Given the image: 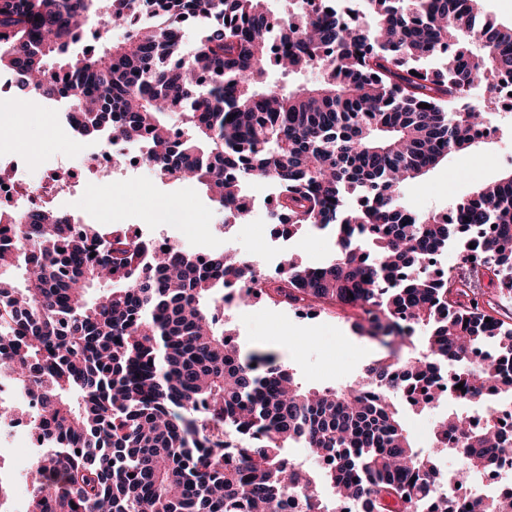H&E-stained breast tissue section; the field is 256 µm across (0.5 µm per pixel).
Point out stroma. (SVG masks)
Returning <instances> with one entry per match:
<instances>
[{
  "label": "stroma",
  "instance_id": "35a3bbf8",
  "mask_svg": "<svg viewBox=\"0 0 512 512\" xmlns=\"http://www.w3.org/2000/svg\"><path fill=\"white\" fill-rule=\"evenodd\" d=\"M15 128L26 135V143L12 137ZM92 148V143H79L38 97H28L14 109L0 112V152L26 158L33 178H40L45 168L60 161L78 166L80 155ZM511 156L512 126L505 128L501 139L452 153L427 175L408 180L402 189L403 202L422 213L445 211L449 204L470 197L476 187L499 179L512 167L507 163ZM248 194L255 201L249 220L228 229L223 214L199 184L174 182L134 164L108 185H73L62 196L61 207L81 223L105 230L135 225L143 235L168 237L174 247L199 254L217 252L229 244L268 273L282 267L290 256L319 264L334 255L335 237L328 230L306 227L281 241L277 225L266 214L273 203L267 183H251ZM152 204L164 206L167 215L162 223L150 219ZM224 323L241 350L275 354L307 388L355 383L366 366L385 353L377 342L336 316L324 313L315 319H300L291 308L266 301L235 305L225 311Z\"/></svg>",
  "mask_w": 512,
  "mask_h": 512
}]
</instances>
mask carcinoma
<instances>
[{
    "label": "carcinoma",
    "mask_w": 512,
    "mask_h": 512,
    "mask_svg": "<svg viewBox=\"0 0 512 512\" xmlns=\"http://www.w3.org/2000/svg\"><path fill=\"white\" fill-rule=\"evenodd\" d=\"M288 4L0 0V72L26 95L74 100L77 137L142 143V164L197 178L226 225L252 213L248 185L268 183L288 234L330 228L339 243L326 264L290 259L269 277L227 251L154 249L61 211L0 212V367L23 397L0 403V424L26 417L45 440L27 468L40 474L27 512H283L295 501L335 512L289 454L297 445L356 512H456L439 454L467 458L461 480L504 465L491 415L473 429L450 408L434 425L440 446L418 448L394 399L424 412L444 379L487 405L495 379L512 399V323L425 265L450 245L475 250L496 293L512 296V175L452 203L458 224L411 218L400 202L405 181L478 143L471 130L489 113L460 102L512 75V23L479 24L483 0H361L357 18L336 0ZM134 9L157 20L103 51L75 50L128 28ZM308 70L320 79L294 89L270 79ZM232 283L240 300L350 319L387 355L354 385L305 388L273 356L235 345L217 317ZM408 324L428 333L416 339ZM226 434L242 442L233 466ZM471 512H512V493Z\"/></svg>",
    "instance_id": "obj_1"
}]
</instances>
